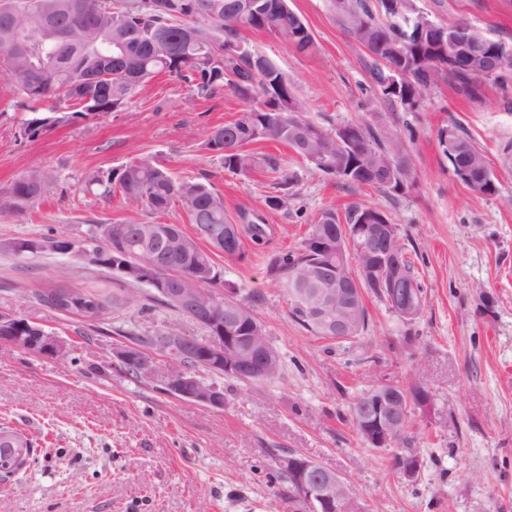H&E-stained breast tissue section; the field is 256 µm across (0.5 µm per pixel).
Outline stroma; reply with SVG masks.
Masks as SVG:
<instances>
[{"label":"stroma","instance_id":"obj_1","mask_svg":"<svg viewBox=\"0 0 512 512\" xmlns=\"http://www.w3.org/2000/svg\"><path fill=\"white\" fill-rule=\"evenodd\" d=\"M308 25L311 50L268 33L244 37L295 85L308 117L321 124L371 122L411 131L416 182L390 197L371 185L346 187L274 142L278 172L225 171L205 146L207 128L228 123L240 105L231 91L191 99L159 74L123 109L21 136L23 112L0 75V192L27 171L48 167L55 183L34 207L0 209V241L48 232L78 238L95 225L152 217L120 193L86 191L84 177L149 160L174 178L206 177L235 214L262 215V244L242 237V257L215 255L227 283L251 299L255 319L281 355L275 379H224V405H199L157 382L131 381L112 356L121 331L166 329L203 338L205 327L155 303L153 291L111 270L59 254L21 258L0 252V310L22 313L76 346L73 358L37 356L0 343V424L34 442L30 464L0 481V512H304L290 499L275 459L294 453L346 477L362 512H512V174L499 192L461 184L437 132L459 125L497 164L512 140V88L484 80L472 100L440 80L416 110L370 87L363 47L330 15L326 0H288ZM430 19L463 20L512 41V0H416ZM296 180L280 208L265 204L280 176ZM378 207L397 224L423 289L419 317L406 323L366 294V331L336 343L292 321L276 258L296 249L326 209L338 215ZM186 224L179 206L153 217ZM56 288L104 302L101 320L50 308ZM426 379L431 399L409 413L399 442L423 466L415 481L390 467L391 450L362 441L350 418L354 399L384 380Z\"/></svg>","mask_w":512,"mask_h":512}]
</instances>
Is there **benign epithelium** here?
<instances>
[{
    "instance_id": "7a95c632",
    "label": "benign epithelium",
    "mask_w": 512,
    "mask_h": 512,
    "mask_svg": "<svg viewBox=\"0 0 512 512\" xmlns=\"http://www.w3.org/2000/svg\"><path fill=\"white\" fill-rule=\"evenodd\" d=\"M467 38L456 44L462 56L481 67L485 74H495L508 64L512 54L497 48L489 49L481 37L466 27ZM394 224H359L356 232L336 238V255L364 253L367 265L355 268L350 277L342 276L333 264L323 260L309 263L305 281L311 288H298L292 293L291 304L305 312L308 320L315 322L323 336L331 341L348 339L359 331L358 309L368 291L382 297L389 308L402 320H408L416 307L404 289L398 264ZM213 252L225 255L237 247V226L220 224L197 225ZM138 234L147 238H160L168 251L187 248V241L180 236L149 226ZM0 249L19 257L38 256L45 253L69 255L89 261L103 258L94 255L93 243L81 238L57 235L52 239L34 238L30 241H1ZM125 277L134 282L160 287L170 301L193 315L195 321L208 330L206 341L199 345L193 337L181 332L158 331L153 336L151 348L124 342L113 350L122 367L134 365L140 379L159 381L171 394L197 404L224 407V389L211 385L191 370L166 371L161 362L178 363L186 353H191L201 366L224 377L245 380L264 379L277 371L279 354L256 326L243 323L240 316L223 318L224 299L211 288H203L192 275L163 268L162 262L146 263L136 258H126L122 266ZM29 324L18 313L0 310V341L16 344L32 354L63 358L67 344L55 333L39 329V336L22 340L16 330ZM407 397L403 384L383 381L368 394L366 404L359 410L361 435L373 448L394 446L396 432L404 428L407 418ZM398 472L406 480L414 479L420 472L421 457L400 453ZM279 467L288 472L292 482L300 489L307 512H358L354 496L341 497L338 488L344 478L325 470L314 461L296 454L279 458Z\"/></svg>"
}]
</instances>
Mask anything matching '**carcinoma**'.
<instances>
[{
	"instance_id": "carcinoma-1",
	"label": "carcinoma",
	"mask_w": 512,
	"mask_h": 512,
	"mask_svg": "<svg viewBox=\"0 0 512 512\" xmlns=\"http://www.w3.org/2000/svg\"><path fill=\"white\" fill-rule=\"evenodd\" d=\"M241 0H0V73L14 85L17 106L28 113L21 135L35 138L59 123L80 118L102 117L125 106L149 78L164 72L185 84L192 97H212L229 90L245 108L237 119L210 129L205 144L224 162V169L244 173L259 164L279 172L276 157L258 158L244 150L248 144L273 141L286 145L305 161L330 158L339 160L335 177L350 185L368 184L389 194H399V182L381 172L387 159L403 152L408 167L395 176L414 178L408 147L403 137L382 127L362 123L354 144L344 147L326 128L306 115V108L294 86L279 68L257 50H239L245 30L265 31L306 52L313 39L303 19L288 7V0H263L265 9L257 16L240 14ZM378 15L370 0H327L336 23L350 34L372 61L371 87L402 106L414 109L416 97L429 92L446 78L457 91L469 98L481 92L484 75L465 63H430L436 57L438 35L445 40L465 36L461 21L436 24V30L423 36L417 12L407 4L395 7L390 0H378ZM221 58V64L201 61L194 37ZM401 44L412 58L413 69L393 55ZM70 101L69 112L46 109L42 103L57 94ZM439 145L452 169L468 164L471 181H462L473 192L493 196L499 192L495 176L484 152L457 125L438 132ZM53 170L38 168L15 180L0 197L7 210L21 211L37 204L53 183ZM86 189L101 196L119 189L125 203L151 215L163 213L177 203L191 224H230L223 197L211 185L199 180H176L168 170L148 160L126 164L108 173L92 172L85 177ZM246 207L239 209L240 221L256 244L264 240L265 229L250 219ZM325 221H315L299 247L281 256L274 270L285 294H291L309 261L305 251L311 237L334 239L341 232L340 217L333 210L321 213ZM388 216L376 207L347 212L346 224L353 227L367 220L376 224ZM146 226L127 225L128 234L112 240L108 261L122 265L123 256L150 261L159 249L156 241H145L134 230ZM163 264L199 274L205 287L224 284L222 271L201 243H191L187 251L167 252ZM49 307L74 311L83 302L103 315L99 299L58 288L44 297Z\"/></svg>"
}]
</instances>
